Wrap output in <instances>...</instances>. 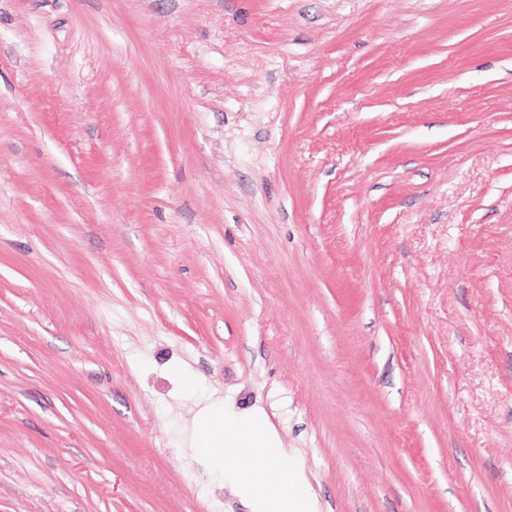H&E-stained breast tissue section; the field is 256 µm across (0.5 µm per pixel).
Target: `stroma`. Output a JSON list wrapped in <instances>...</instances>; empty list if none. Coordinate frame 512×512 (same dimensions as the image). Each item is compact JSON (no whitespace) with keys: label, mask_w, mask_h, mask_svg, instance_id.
Here are the masks:
<instances>
[{"label":"stroma","mask_w":512,"mask_h":512,"mask_svg":"<svg viewBox=\"0 0 512 512\" xmlns=\"http://www.w3.org/2000/svg\"><path fill=\"white\" fill-rule=\"evenodd\" d=\"M512 512V0H0V512ZM210 416L211 413L207 412L199 418L194 434L196 448H199L208 459L219 463L226 460L224 455L247 462L251 448H258L250 464L236 463L238 478L247 488L252 484L258 486L261 491L264 485L277 482L280 490L276 494H267L263 491L264 497L255 494L263 509L261 512L297 511L299 501L288 489V482L282 479L279 470L273 465L274 451L270 448L274 447L258 423L244 422L235 432L226 433L214 426ZM248 438L254 439L255 443L252 444L249 440L246 442Z\"/></svg>","instance_id":"stroma-1"}]
</instances>
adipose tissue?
Segmentation results:
<instances>
[{
    "label": "adipose tissue",
    "instance_id": "1",
    "mask_svg": "<svg viewBox=\"0 0 512 512\" xmlns=\"http://www.w3.org/2000/svg\"><path fill=\"white\" fill-rule=\"evenodd\" d=\"M249 439L253 440L256 453L251 463L237 464L238 478L243 484L259 487L270 483L278 484V492L259 498L262 512H297L299 501L273 465L272 443L258 423L245 422L235 432L228 433L217 429L210 417L205 415L200 417L194 434L197 448L205 457L219 463L225 460V449L242 447Z\"/></svg>",
    "mask_w": 512,
    "mask_h": 512
}]
</instances>
